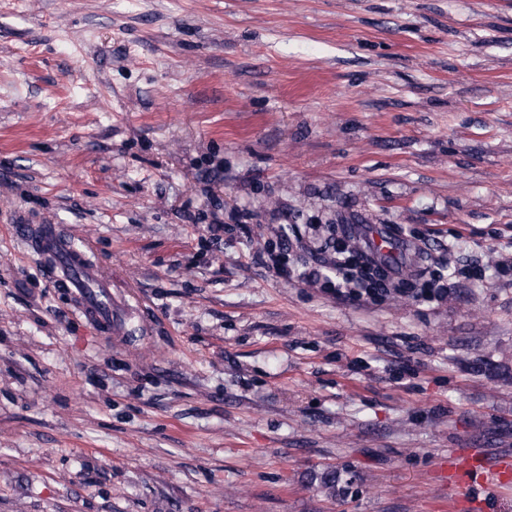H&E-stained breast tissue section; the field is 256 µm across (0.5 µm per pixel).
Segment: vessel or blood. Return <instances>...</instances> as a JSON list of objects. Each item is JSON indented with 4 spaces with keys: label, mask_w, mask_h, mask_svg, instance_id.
Listing matches in <instances>:
<instances>
[{
    "label": "vessel or blood",
    "mask_w": 512,
    "mask_h": 512,
    "mask_svg": "<svg viewBox=\"0 0 512 512\" xmlns=\"http://www.w3.org/2000/svg\"><path fill=\"white\" fill-rule=\"evenodd\" d=\"M17 233L38 256H51L46 268L53 285L68 289L77 300L78 314L94 323L106 336L120 333L124 316L115 315L112 298L113 284L87 255L85 246L76 244L70 234L49 224H18ZM512 465L484 460L475 456L457 457L451 476L455 494L450 505L477 496L482 498L487 512H496L499 489Z\"/></svg>",
    "instance_id": "1"
}]
</instances>
